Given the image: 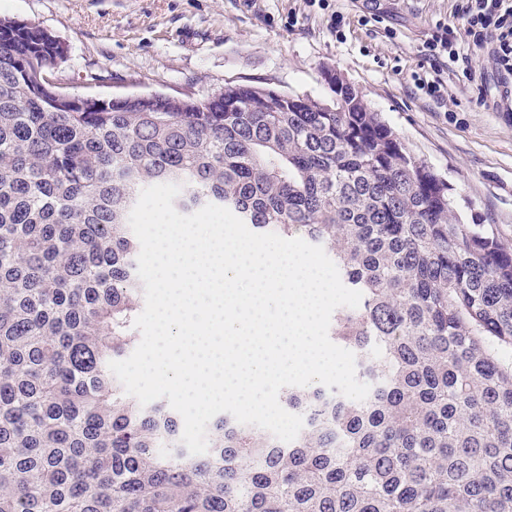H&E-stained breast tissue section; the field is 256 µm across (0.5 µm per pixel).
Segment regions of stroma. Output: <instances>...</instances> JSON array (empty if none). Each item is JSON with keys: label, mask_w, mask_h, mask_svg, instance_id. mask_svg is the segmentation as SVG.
I'll return each mask as SVG.
<instances>
[{"label": "stroma", "mask_w": 512, "mask_h": 512, "mask_svg": "<svg viewBox=\"0 0 512 512\" xmlns=\"http://www.w3.org/2000/svg\"><path fill=\"white\" fill-rule=\"evenodd\" d=\"M455 0H337L348 20L306 0H0V17L36 23L69 45L52 75L82 96H203L241 82L333 103L327 72L359 91L405 146L443 177L463 221L480 214L512 247V115L495 105L487 53L480 78L448 74L437 103L414 82L422 46ZM381 14L374 22L372 14Z\"/></svg>", "instance_id": "obj_1"}]
</instances>
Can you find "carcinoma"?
<instances>
[{
  "mask_svg": "<svg viewBox=\"0 0 512 512\" xmlns=\"http://www.w3.org/2000/svg\"><path fill=\"white\" fill-rule=\"evenodd\" d=\"M62 45L0 17V512H512V249L365 101L227 82L62 101ZM324 248L362 292L329 337L367 399L295 387L284 443L226 414L178 442L108 369L139 336L140 191Z\"/></svg>",
  "mask_w": 512,
  "mask_h": 512,
  "instance_id": "carcinoma-1",
  "label": "carcinoma"
}]
</instances>
